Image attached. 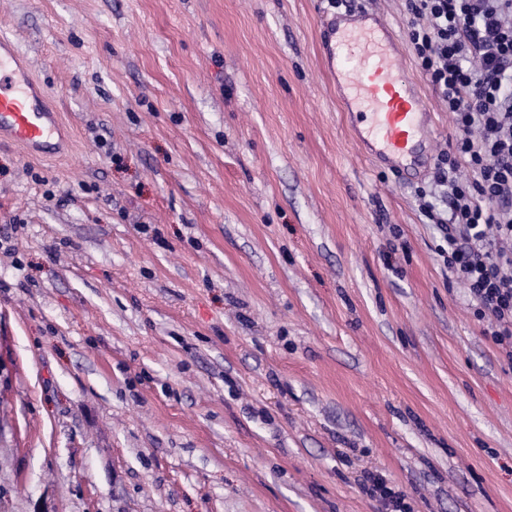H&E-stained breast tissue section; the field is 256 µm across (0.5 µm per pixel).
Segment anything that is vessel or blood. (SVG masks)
Instances as JSON below:
<instances>
[{
  "instance_id": "1",
  "label": "vessel or blood",
  "mask_w": 512,
  "mask_h": 512,
  "mask_svg": "<svg viewBox=\"0 0 512 512\" xmlns=\"http://www.w3.org/2000/svg\"><path fill=\"white\" fill-rule=\"evenodd\" d=\"M319 53L336 81L342 111L368 154L390 167L421 169V150L432 124L423 94L402 67V51L375 13L349 11L320 21ZM47 93L14 44L0 37V141L28 154H54L60 115L49 111Z\"/></svg>"
}]
</instances>
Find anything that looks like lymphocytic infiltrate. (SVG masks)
I'll use <instances>...</instances> for the list:
<instances>
[{"label": "lymphocytic infiltrate", "instance_id": "1", "mask_svg": "<svg viewBox=\"0 0 512 512\" xmlns=\"http://www.w3.org/2000/svg\"><path fill=\"white\" fill-rule=\"evenodd\" d=\"M409 40L457 136L433 180L447 216L429 201L448 269L477 319L512 359V0H405Z\"/></svg>", "mask_w": 512, "mask_h": 512}]
</instances>
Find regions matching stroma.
Segmentation results:
<instances>
[{
    "label": "stroma",
    "instance_id": "obj_1",
    "mask_svg": "<svg viewBox=\"0 0 512 512\" xmlns=\"http://www.w3.org/2000/svg\"><path fill=\"white\" fill-rule=\"evenodd\" d=\"M384 16L427 170L358 148L322 16ZM70 146L0 142V512H512V361L420 208L404 0H0ZM364 489H367L372 495L377 494L385 510H389L390 512H410L405 511L407 505L403 502V496L395 493L388 487L382 475L377 473L367 474Z\"/></svg>",
    "mask_w": 512,
    "mask_h": 512
}]
</instances>
